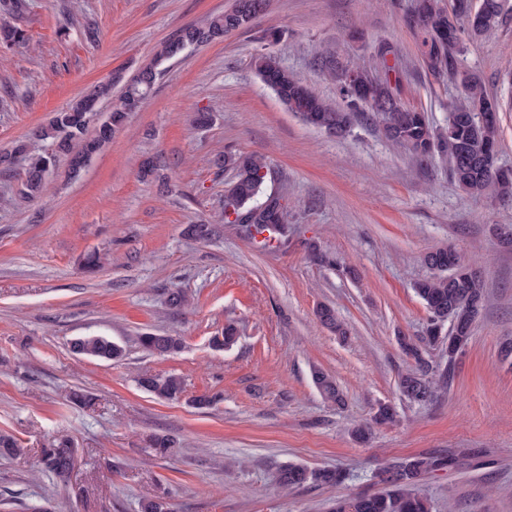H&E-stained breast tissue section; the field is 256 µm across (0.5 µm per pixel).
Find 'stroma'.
I'll return each mask as SVG.
<instances>
[{
  "label": "stroma",
  "instance_id": "obj_1",
  "mask_svg": "<svg viewBox=\"0 0 512 512\" xmlns=\"http://www.w3.org/2000/svg\"><path fill=\"white\" fill-rule=\"evenodd\" d=\"M235 0H28L0 24L28 45L0 52V149L25 140L53 112L97 81L131 78L183 26L233 8ZM415 0H269L248 29L167 62L151 95L75 179L52 176L41 197L20 198L23 165L0 173V512H140L161 496L173 512H328L339 498L379 488L375 471L395 457L474 451L472 466L432 473L422 486L433 512H512V200L463 193L442 158L392 145L366 116L341 137L305 125L256 75L264 30L280 31L281 62L339 101L316 60L376 65L378 44L406 106L437 127L462 95L448 72L424 58ZM98 38L88 42L85 22ZM455 67L477 74L504 106L498 158L512 169V10L468 40ZM214 116L193 124L196 113ZM255 154L266 185L288 208V242L248 237L221 224L200 241L189 225L214 221L233 179L219 155ZM157 171L141 175L144 159ZM454 245L488 295L450 386L433 403L401 401L411 360L398 336L420 334L427 311L413 285L422 258ZM335 260H314L313 249ZM97 253L101 266L87 271ZM182 290L184 307L169 295ZM334 308L347 338L323 327ZM233 327L236 340L214 337ZM144 332L182 337L181 352L146 353ZM102 335L123 347L116 361L74 354L72 343ZM335 379L343 404L326 400L311 372ZM182 379L180 399L140 388L142 375ZM88 395L85 403L73 393ZM214 403L196 408L195 397ZM397 421L369 442L350 431L378 404ZM173 438L157 454L152 437ZM68 444L74 464L60 482L42 463ZM339 467L337 487L280 488L287 463Z\"/></svg>",
  "mask_w": 512,
  "mask_h": 512
}]
</instances>
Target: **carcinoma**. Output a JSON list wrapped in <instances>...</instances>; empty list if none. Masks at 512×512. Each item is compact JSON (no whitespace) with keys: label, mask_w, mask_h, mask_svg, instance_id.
Returning a JSON list of instances; mask_svg holds the SVG:
<instances>
[{"label":"carcinoma","mask_w":512,"mask_h":512,"mask_svg":"<svg viewBox=\"0 0 512 512\" xmlns=\"http://www.w3.org/2000/svg\"><path fill=\"white\" fill-rule=\"evenodd\" d=\"M457 2L456 7H446L441 0H417L415 6L418 23L426 34L423 46L428 66L452 75L456 74L455 57L464 51L461 21L467 22L472 35L480 36L499 24L506 4V0ZM264 6L265 0H235L231 10L205 23L182 28L163 44L149 65L124 85L120 94H113L114 85L121 80L119 76L94 87L92 96L96 101L112 100L111 109L93 128L94 132L89 129L95 112L85 95L52 113L12 150L0 152V172L12 170L16 159L24 158L27 165L21 195L29 200L41 194L47 177L61 161H67L70 174L77 175L82 166L75 163V158L93 156L110 141L129 116L127 100L132 96L147 98L165 62L251 26ZM279 39L275 31L262 35L265 47L254 55L253 66L280 103L304 124L339 136L347 132L358 114L368 112L386 139L409 149L418 159L445 154L451 178L466 193L512 198V175H505L498 165L501 105L483 91L475 74L460 75L466 101L449 112L447 129L437 133L425 113L401 103L397 84L391 82L388 73L364 65H344L326 56L317 59V65L336 76L342 105L327 103L281 64L272 50ZM28 40L23 30L0 25L1 48L24 46ZM350 71L356 74L351 83L347 81ZM459 153L467 155L469 161L458 159ZM216 165L234 171V179L224 194V221L253 224L260 233L267 230L274 237L286 236L287 209L282 196L267 191L266 161L254 155L226 154ZM423 261L430 274L414 284V291L427 310V323L418 336L398 337L402 351L414 360V368L399 378L398 390L405 401L418 405L436 398L437 379L453 381L456 352H464L486 304L483 281L456 249L437 248L426 253ZM317 317L322 325L344 335L332 308L319 307ZM138 343L144 351L159 356L174 355L183 348L181 337L170 334L144 333L138 336ZM440 344L448 346V364L444 366L434 365L424 356L426 348ZM72 349L77 354L108 361L123 356L122 348L105 336L79 338ZM312 379L327 399L342 401L336 383L322 370H314ZM138 383L162 399H177L184 392L182 380L175 375L145 374ZM457 463L452 455L433 452L392 461L378 473L381 490L342 499L331 512H431L429 500L419 492V486L426 475ZM43 464L58 477L66 478L73 465L69 446L46 449ZM348 479L349 474L339 468L311 469L296 463L284 466L278 474L279 484L288 488L339 486Z\"/></svg>","instance_id":"1"}]
</instances>
